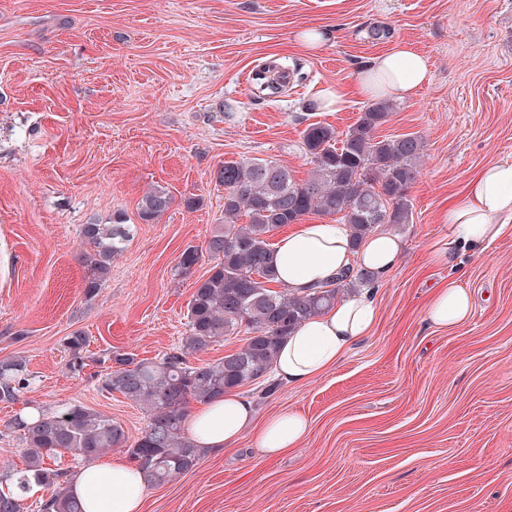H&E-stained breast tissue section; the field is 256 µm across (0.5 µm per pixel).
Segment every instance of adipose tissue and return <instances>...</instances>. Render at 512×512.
Listing matches in <instances>:
<instances>
[{"label":"adipose tissue","instance_id":"1","mask_svg":"<svg viewBox=\"0 0 512 512\" xmlns=\"http://www.w3.org/2000/svg\"><path fill=\"white\" fill-rule=\"evenodd\" d=\"M429 78L428 58L408 43L398 42L364 66L351 91L327 86L319 90L316 101L324 111L335 112L350 93L365 99H403ZM442 220L448 226V239L430 247L433 264L453 263L466 251L484 252L512 231V162L485 166L452 200ZM403 250L401 239L385 231L353 246L347 225L326 221L299 224L282 236L270 261L279 279L302 293L321 288L353 264L371 271L375 281H383L399 264ZM472 314L468 292L453 279L435 290L425 308L426 321L439 327L461 324ZM376 317L370 288L343 297L283 339L274 365L277 376L291 385L321 377L352 343L371 331ZM187 433L205 449L233 445L248 434L263 454L275 457L297 448L309 433V423L300 413L285 412L255 424L251 400L229 391L202 403L188 420ZM71 488L85 512H142L147 485L134 466L99 460L83 465L74 474Z\"/></svg>","mask_w":512,"mask_h":512}]
</instances>
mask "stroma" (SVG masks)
I'll return each mask as SVG.
<instances>
[{
    "instance_id": "obj_1",
    "label": "stroma",
    "mask_w": 512,
    "mask_h": 512,
    "mask_svg": "<svg viewBox=\"0 0 512 512\" xmlns=\"http://www.w3.org/2000/svg\"><path fill=\"white\" fill-rule=\"evenodd\" d=\"M306 28L329 32L320 51L298 45ZM396 41L431 78L378 130L425 148L412 221L388 227L404 253L375 292V327L321 378L254 395L257 421L307 417L302 445L273 459L247 436L209 450L148 489L145 512H512V235L456 268L426 262L448 237L449 197L512 162V0H0V359H26L24 401L81 402L132 442L145 412L73 375L66 337L87 336L95 359L177 345L195 284L175 268L224 221L219 166L268 159L307 178V125L345 132L364 105L324 112L316 90L351 85ZM270 60L297 71L260 95L251 71ZM154 186L174 203L147 224ZM116 217L136 231L86 297L80 229ZM452 277L472 317L427 324Z\"/></svg>"
}]
</instances>
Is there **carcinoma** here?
<instances>
[{
    "mask_svg": "<svg viewBox=\"0 0 512 512\" xmlns=\"http://www.w3.org/2000/svg\"><path fill=\"white\" fill-rule=\"evenodd\" d=\"M393 105L377 101L364 106L344 136L319 122L303 131L305 154L312 168L307 178L293 177L272 160L248 159L219 166L224 185V223L204 246L186 248L175 272L188 276L203 257L211 267L195 282L186 315V336L156 361L114 351L98 378L99 389L119 393L147 414L144 434L128 443L120 422L81 403L53 409L23 408L11 426L26 448V465L0 463V512H21L31 484L51 489L38 512H84L70 487L68 472L46 466V459L69 455L92 461L119 448L150 487H160L194 469L205 450L185 434L189 405L228 390L274 386L272 368L280 342L303 321L324 312L344 293L372 284L363 268L348 267L326 287L298 295L276 282L269 262V240L286 224L305 217L341 216L357 247L383 224H408L409 191L420 176L423 140L412 134L376 135L389 121ZM170 193L156 187L141 199L139 215L154 222L172 206ZM247 223H239L240 217ZM80 235L93 247L86 256L85 294L93 297L109 274L112 258L123 252L133 227L116 219L85 224ZM243 344L210 363L191 358L213 344L239 334ZM88 339L75 332L66 339L69 370L81 375L88 366ZM30 385L25 360H0V403L15 404Z\"/></svg>",
    "mask_w": 512,
    "mask_h": 512,
    "instance_id": "cac0c4a2",
    "label": "carcinoma"
}]
</instances>
